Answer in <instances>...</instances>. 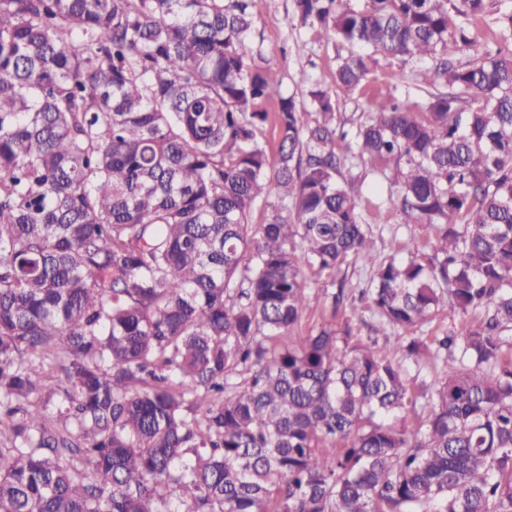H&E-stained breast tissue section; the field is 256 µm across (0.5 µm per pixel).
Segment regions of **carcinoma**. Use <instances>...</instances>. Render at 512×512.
Returning <instances> with one entry per match:
<instances>
[{
  "mask_svg": "<svg viewBox=\"0 0 512 512\" xmlns=\"http://www.w3.org/2000/svg\"><path fill=\"white\" fill-rule=\"evenodd\" d=\"M488 2L295 0L368 49L298 100L254 0H0V512H512V6L490 39ZM381 57L426 86L337 131L330 88ZM353 159L436 231L359 290L384 354L348 320L283 340L306 273L375 259ZM441 314L462 330L415 335ZM409 365L440 376L415 394Z\"/></svg>",
  "mask_w": 512,
  "mask_h": 512,
  "instance_id": "1",
  "label": "carcinoma"
}]
</instances>
